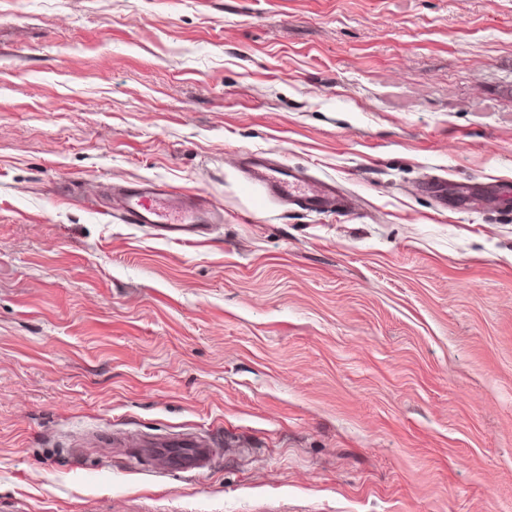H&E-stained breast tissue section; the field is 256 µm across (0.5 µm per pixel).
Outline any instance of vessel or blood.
<instances>
[{"label": "vessel or blood", "instance_id": "1", "mask_svg": "<svg viewBox=\"0 0 512 512\" xmlns=\"http://www.w3.org/2000/svg\"><path fill=\"white\" fill-rule=\"evenodd\" d=\"M239 169L245 183L257 188L267 200L294 204L318 213L336 212L349 205L335 182L311 180L300 170L274 160L265 152L244 151ZM117 200V212L125 224H143L159 235L189 240L203 234L222 215L204 196L188 194L177 188L149 180L126 183L111 189ZM154 455L171 472L202 469L209 455L206 441L199 438L154 441Z\"/></svg>", "mask_w": 512, "mask_h": 512}]
</instances>
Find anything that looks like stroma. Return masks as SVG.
<instances>
[{"mask_svg": "<svg viewBox=\"0 0 512 512\" xmlns=\"http://www.w3.org/2000/svg\"><path fill=\"white\" fill-rule=\"evenodd\" d=\"M435 174L512 181V0H0V512H512V203ZM239 169L244 182L259 189L269 201L295 204L318 213H334L350 204V196L340 193L336 182L313 181L300 170L274 160L267 152H241ZM111 197L118 199L115 210L122 223L145 224L167 238L189 240L222 221L221 211L206 197L165 183L143 180L112 186ZM152 448L155 457L170 472L200 470L209 456L208 443L200 438H158Z\"/></svg>", "mask_w": 512, "mask_h": 512, "instance_id": "1", "label": "stroma"}]
</instances>
